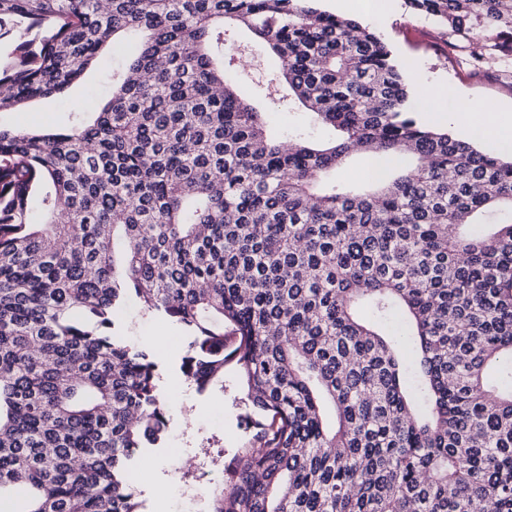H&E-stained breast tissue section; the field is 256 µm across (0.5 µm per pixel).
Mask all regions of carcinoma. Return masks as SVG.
Listing matches in <instances>:
<instances>
[{
	"label": "carcinoma",
	"instance_id": "carcinoma-1",
	"mask_svg": "<svg viewBox=\"0 0 512 512\" xmlns=\"http://www.w3.org/2000/svg\"><path fill=\"white\" fill-rule=\"evenodd\" d=\"M407 3L512 53V0ZM226 25L332 143L268 136ZM9 35L0 112L129 52L93 116L0 126L4 512H141L169 420L132 299L197 391L233 362L267 419L214 512H512V160L422 125L388 46L317 0H0ZM360 151L395 165L341 180Z\"/></svg>",
	"mask_w": 512,
	"mask_h": 512
}]
</instances>
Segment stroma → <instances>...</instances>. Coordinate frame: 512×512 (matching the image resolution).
Here are the masks:
<instances>
[{
    "label": "stroma",
    "instance_id": "stroma-1",
    "mask_svg": "<svg viewBox=\"0 0 512 512\" xmlns=\"http://www.w3.org/2000/svg\"><path fill=\"white\" fill-rule=\"evenodd\" d=\"M364 27L375 32L394 52L410 79L412 95L425 88L452 86L465 102L493 105L512 113V56H504L482 46L474 50L468 44L448 47L449 31L433 19L414 14L404 0H397L393 10L372 12ZM224 51L235 58L236 76L244 94L266 112L268 129L273 136L315 132L328 137L325 129H314L308 116L289 112L277 94L271 93V80L278 69L276 59L243 31L227 28ZM111 58H104L98 71L88 75L66 99H39L21 112H0V124L61 128L70 114L82 105L96 107L105 93L102 70L110 68ZM120 333L126 341L149 344L151 337L164 339L154 353L162 374L161 392L168 405L169 434L165 442L143 449L133 476L144 512H213L215 497L223 487L225 463L251 438L252 428L244 418L251 412L238 382L235 365L224 368L223 390L197 391L180 370L184 345L180 331L167 321L145 315L137 302H129L120 317ZM198 410L193 432L179 425L181 414ZM194 460L196 472L207 471L208 482L185 477L177 467L181 457Z\"/></svg>",
    "mask_w": 512,
    "mask_h": 512
}]
</instances>
